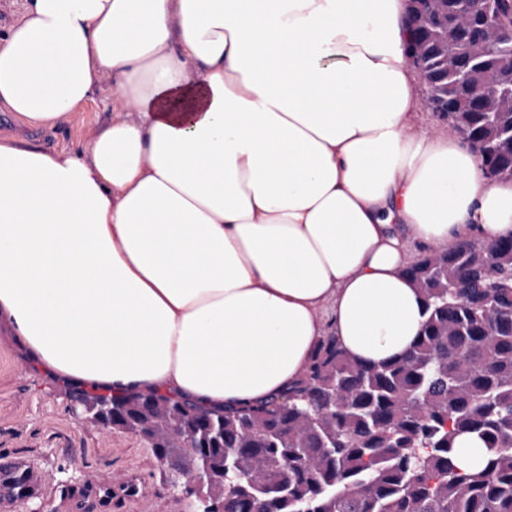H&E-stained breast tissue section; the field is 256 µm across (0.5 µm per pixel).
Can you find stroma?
<instances>
[{
	"instance_id": "obj_1",
	"label": "stroma",
	"mask_w": 512,
	"mask_h": 512,
	"mask_svg": "<svg viewBox=\"0 0 512 512\" xmlns=\"http://www.w3.org/2000/svg\"><path fill=\"white\" fill-rule=\"evenodd\" d=\"M108 94L97 95L82 111L50 131L23 130L0 107V134L22 133L56 151H69L101 127L119 119ZM37 471L42 480L29 504L0 501V512L50 508L62 512L59 496L79 491L83 512H196L195 495L171 486L150 444L124 430L82 423L65 378L33 358L0 317V462Z\"/></svg>"
}]
</instances>
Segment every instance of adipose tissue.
<instances>
[{
    "label": "adipose tissue",
    "instance_id": "adipose-tissue-1",
    "mask_svg": "<svg viewBox=\"0 0 512 512\" xmlns=\"http://www.w3.org/2000/svg\"><path fill=\"white\" fill-rule=\"evenodd\" d=\"M407 0H24L0 105V314L55 372L203 409L274 402L333 333L365 365L425 321L410 244L512 237V179L411 133ZM125 116L113 105L112 96L97 94L80 112L66 123L50 131L24 130L19 120L0 107V134L17 133L32 142L56 151H70L83 146L101 127Z\"/></svg>",
    "mask_w": 512,
    "mask_h": 512
}]
</instances>
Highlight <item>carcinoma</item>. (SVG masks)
Returning <instances> with one entry per match:
<instances>
[{
    "label": "carcinoma",
    "mask_w": 512,
    "mask_h": 512,
    "mask_svg": "<svg viewBox=\"0 0 512 512\" xmlns=\"http://www.w3.org/2000/svg\"><path fill=\"white\" fill-rule=\"evenodd\" d=\"M439 2L417 51L456 102L448 125L512 177V49L490 54L477 0ZM406 275L425 312L413 349L362 366L328 333L286 412L199 411L158 392L79 396L112 400L113 425L144 429L155 451L178 427L192 444L185 468L206 466L202 491L224 512H512V239L424 251ZM462 433L487 443L482 468L453 464Z\"/></svg>",
    "instance_id": "obj_1"
}]
</instances>
